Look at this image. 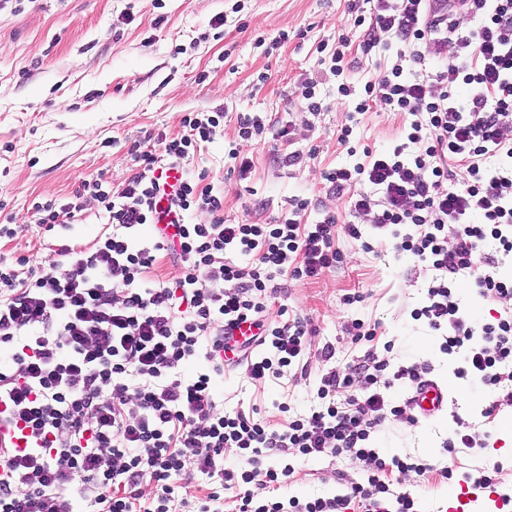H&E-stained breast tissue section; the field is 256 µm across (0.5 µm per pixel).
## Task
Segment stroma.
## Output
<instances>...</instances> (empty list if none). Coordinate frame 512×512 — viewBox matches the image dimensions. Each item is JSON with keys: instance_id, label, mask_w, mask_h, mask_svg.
Segmentation results:
<instances>
[{"instance_id": "35a3bbf8", "label": "stroma", "mask_w": 512, "mask_h": 512, "mask_svg": "<svg viewBox=\"0 0 512 512\" xmlns=\"http://www.w3.org/2000/svg\"><path fill=\"white\" fill-rule=\"evenodd\" d=\"M368 0H0V222L13 225L14 238L0 241V257L28 258L31 267L47 270L56 238L37 221L31 205L40 199L68 201L83 181L100 178L119 192L137 168L130 154L149 134L182 133L191 112L224 114L212 143L187 162L185 173L204 176L224 195L227 223H275L289 216L293 199L309 206L299 220L311 224L332 215L337 225H362V239L337 232L342 261L319 278L296 280L275 276L277 292L269 315L287 307L293 317L316 329L299 367L262 382L244 367L226 366L215 380V395L228 413L256 411L273 425L304 415L318 406L317 389L328 365L356 366L369 346L388 347L392 365L424 364L428 379L447 384L455 403L449 412L409 424L386 421L374 441L381 456L411 455L432 469L399 476L398 488L410 493L420 512H446L448 490L459 487L460 473L483 468L495 484L482 491L491 498L512 491V406L493 418L483 411L491 391L458 378L460 357L444 354L441 339L412 312L427 297L431 273L378 235L368 217L356 214L348 195L334 194L325 172L358 162L360 150L375 153L398 143L411 117L379 108L356 109L367 82L379 80L393 61L380 49L363 53L361 35H353L349 64L341 77L330 75L318 47L339 34L352 33L356 11H370ZM224 19V36H212L209 23ZM265 44H257V34ZM318 78L311 112L303 85ZM349 86L344 97L339 85ZM260 115L262 139L243 152L253 162L250 179L238 181L229 155L238 143V119ZM293 140L278 137L285 124ZM351 127L341 143L342 127ZM302 150L301 164L282 158ZM359 302L345 304L351 294ZM359 319L376 329L374 342L358 341L346 326ZM335 356L325 362L324 345ZM287 402L288 412L278 403ZM463 418L480 432L481 448L447 451L444 443ZM280 493L306 500L347 491L364 481V464L347 456L301 458ZM456 472L444 478L445 468Z\"/></svg>"}]
</instances>
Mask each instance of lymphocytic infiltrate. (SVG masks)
<instances>
[{
  "instance_id": "lymphocytic-infiltrate-1",
  "label": "lymphocytic infiltrate",
  "mask_w": 512,
  "mask_h": 512,
  "mask_svg": "<svg viewBox=\"0 0 512 512\" xmlns=\"http://www.w3.org/2000/svg\"><path fill=\"white\" fill-rule=\"evenodd\" d=\"M429 9V0H375L370 17L355 18L364 51L386 34L400 44L389 74L365 84L357 111L376 106L412 120L392 151L324 178L336 193L351 191L354 212L370 213L398 251L431 271L416 316L443 332L444 353L462 354L461 375L501 391V402L484 410L489 417L512 404V315L474 328L453 290L469 276L479 296L512 300V279L479 259L491 241L512 253V0H445L447 26L431 20ZM462 16L481 23L460 31ZM424 44L437 55L449 50L446 65L429 79L404 80L401 58L421 59ZM461 85L463 101L455 96ZM223 119L192 113L181 134H158L153 147L135 151L138 171L118 195L101 180L84 182L113 226L92 250L56 245L46 273L23 257L0 259V342L12 347L9 365H0V423L23 424L31 441L22 450L0 448V512H73L75 491L90 512H224L225 490L253 482L269 494L243 497L238 512H347L354 500L364 512H417L414 498L386 476L423 473L427 463L381 458L372 441L386 419L416 423L383 391L402 379L423 385L424 367H395L368 350L356 372L330 366L320 379V406L280 426L224 413L216 399L225 353L262 380L283 375L310 344L306 321L288 318L286 308L269 320L275 274L288 268L310 279L341 259L334 216L298 221L305 200H293L292 216L276 224H228L223 193L188 176L169 197L173 223L157 225L156 170L184 167ZM495 155L505 163L486 168ZM196 211L210 222L190 223ZM145 224L154 225V237L137 238ZM162 251L180 268L170 284L145 277ZM200 357L205 367L182 376V366ZM356 382L362 394L337 402L338 389ZM228 450L235 457L229 465ZM271 454L284 465L264 466ZM320 454L363 462L366 483L303 504L280 496L294 472L289 458ZM191 466L212 491L191 495L182 481Z\"/></svg>"
}]
</instances>
